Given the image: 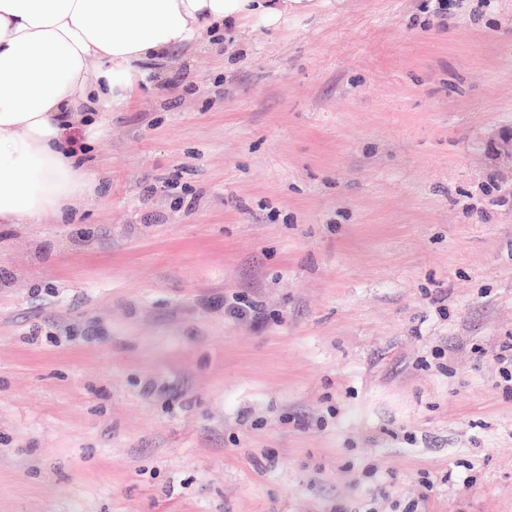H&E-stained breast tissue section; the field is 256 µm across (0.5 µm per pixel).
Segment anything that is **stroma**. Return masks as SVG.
Here are the masks:
<instances>
[{
	"label": "stroma",
	"instance_id": "obj_1",
	"mask_svg": "<svg viewBox=\"0 0 512 512\" xmlns=\"http://www.w3.org/2000/svg\"><path fill=\"white\" fill-rule=\"evenodd\" d=\"M151 80L71 132L79 220L0 224V512H512V0H312ZM240 296H224V312L238 319H247L259 325L263 322L262 308L256 304H242Z\"/></svg>",
	"mask_w": 512,
	"mask_h": 512
}]
</instances>
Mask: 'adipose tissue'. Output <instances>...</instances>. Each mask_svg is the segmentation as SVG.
<instances>
[{
	"label": "adipose tissue",
	"instance_id": "ef3b65f1",
	"mask_svg": "<svg viewBox=\"0 0 512 512\" xmlns=\"http://www.w3.org/2000/svg\"><path fill=\"white\" fill-rule=\"evenodd\" d=\"M310 0H0V224L65 220L97 180L68 133L95 131L146 81L143 65L225 29L278 27Z\"/></svg>",
	"mask_w": 512,
	"mask_h": 512
}]
</instances>
